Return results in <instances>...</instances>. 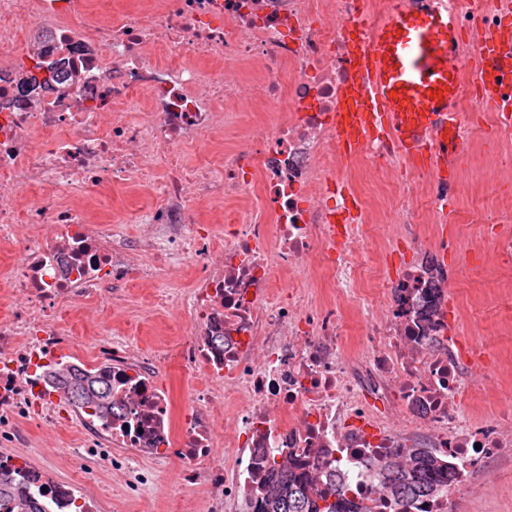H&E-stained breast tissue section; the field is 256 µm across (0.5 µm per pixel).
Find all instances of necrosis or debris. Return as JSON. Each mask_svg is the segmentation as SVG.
<instances>
[{
	"instance_id": "necrosis-or-debris-1",
	"label": "necrosis or debris",
	"mask_w": 512,
	"mask_h": 512,
	"mask_svg": "<svg viewBox=\"0 0 512 512\" xmlns=\"http://www.w3.org/2000/svg\"><path fill=\"white\" fill-rule=\"evenodd\" d=\"M424 0H138L112 17L93 0H0V246L6 287L22 299L0 318V467L49 512H98L84 478L61 481L22 449L26 423L78 422L81 467L108 465L130 491L159 464L206 512H252L272 465L304 461L391 512L381 468L422 448L454 472L429 512H453L474 486L512 471V382L474 421L482 380L503 378L512 326L461 338L464 294L495 273L512 317V74L496 110L478 97L487 30L512 0H457L461 38L449 66L458 109L474 114L457 166L483 151L480 178L498 200L457 208L460 176L413 168L387 140L339 149L333 115L350 77V28H375ZM283 112L233 149L223 135L242 103ZM213 144L206 159L190 152ZM387 187L375 208L359 176ZM137 187L149 196L134 234L92 217L86 194ZM224 210V229L207 211ZM453 225L440 238L437 227ZM478 224L462 245L460 230ZM409 261L383 269L385 255ZM451 260H444V253ZM196 271L161 298L185 319L177 344L146 351L116 340L89 359L59 321L78 306L121 304L133 273ZM326 281L332 298L313 289ZM178 363L192 380L182 408L161 382ZM112 385V417L74 406L56 374ZM223 456H215V448Z\"/></svg>"
}]
</instances>
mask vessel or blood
<instances>
[{
  "instance_id": "obj_1",
  "label": "vessel or blood",
  "mask_w": 512,
  "mask_h": 512,
  "mask_svg": "<svg viewBox=\"0 0 512 512\" xmlns=\"http://www.w3.org/2000/svg\"><path fill=\"white\" fill-rule=\"evenodd\" d=\"M458 43L455 0H425L421 10L383 23L374 46L354 52V76L336 110V132L347 152L374 135L390 138L418 168L451 158L463 123L453 106L456 75L448 67ZM486 61L493 76L482 96L489 100L497 92L495 73L512 71L511 25L490 37Z\"/></svg>"
}]
</instances>
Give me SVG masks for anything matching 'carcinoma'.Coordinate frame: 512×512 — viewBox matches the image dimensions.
Listing matches in <instances>:
<instances>
[{
	"mask_svg": "<svg viewBox=\"0 0 512 512\" xmlns=\"http://www.w3.org/2000/svg\"><path fill=\"white\" fill-rule=\"evenodd\" d=\"M58 384L72 403L93 406L106 417L112 415V390L106 382L76 370L59 375ZM381 490L399 512H411L414 504L448 493V472L427 452L413 448L407 462H391L383 469ZM258 494L255 512H367L362 498L348 496L343 481L333 478L316 483L300 461L273 467ZM0 512L47 509L40 497L16 487L9 473L0 470Z\"/></svg>",
	"mask_w": 512,
	"mask_h": 512,
	"instance_id": "cac0c4a2",
	"label": "carcinoma"
}]
</instances>
